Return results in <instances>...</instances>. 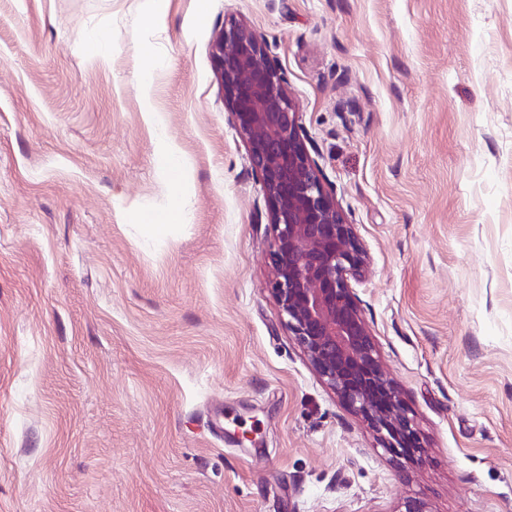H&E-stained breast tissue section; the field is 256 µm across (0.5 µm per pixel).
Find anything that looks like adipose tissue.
I'll use <instances>...</instances> for the list:
<instances>
[{"instance_id":"1","label":"adipose tissue","mask_w":512,"mask_h":512,"mask_svg":"<svg viewBox=\"0 0 512 512\" xmlns=\"http://www.w3.org/2000/svg\"><path fill=\"white\" fill-rule=\"evenodd\" d=\"M159 161L170 183V194L164 207L138 217L145 233L153 236L164 233L170 225L183 222L185 218V163L178 145L165 135L159 139Z\"/></svg>"}]
</instances>
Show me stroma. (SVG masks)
<instances>
[{"mask_svg": "<svg viewBox=\"0 0 512 512\" xmlns=\"http://www.w3.org/2000/svg\"><path fill=\"white\" fill-rule=\"evenodd\" d=\"M149 8L0 0V512H512V0H167L157 27ZM232 20L367 252L355 291L422 464L281 319L213 57ZM162 132L187 216L151 238Z\"/></svg>", "mask_w": 512, "mask_h": 512, "instance_id": "obj_1", "label": "stroma"}]
</instances>
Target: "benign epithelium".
Returning <instances> with one entry per match:
<instances>
[{
  "instance_id": "7a95c632",
  "label": "benign epithelium",
  "mask_w": 512,
  "mask_h": 512,
  "mask_svg": "<svg viewBox=\"0 0 512 512\" xmlns=\"http://www.w3.org/2000/svg\"><path fill=\"white\" fill-rule=\"evenodd\" d=\"M214 56L224 105L259 174L273 233L272 296L320 381L358 415L388 453L411 463L424 449L401 388L385 373L352 283L368 261L318 161L264 41L230 21Z\"/></svg>"
}]
</instances>
